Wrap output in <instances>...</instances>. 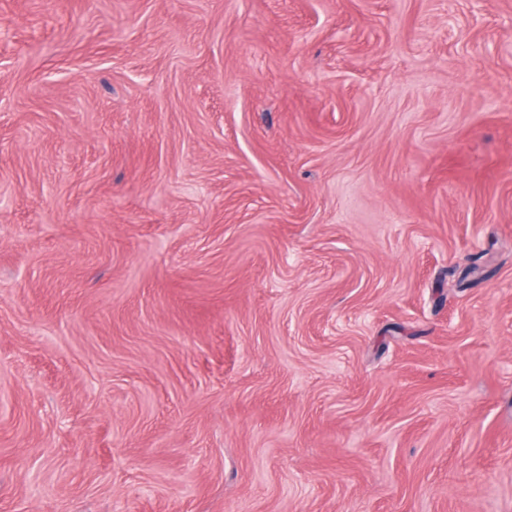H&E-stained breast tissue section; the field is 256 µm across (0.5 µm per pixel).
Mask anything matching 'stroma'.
I'll return each instance as SVG.
<instances>
[{
	"mask_svg": "<svg viewBox=\"0 0 512 512\" xmlns=\"http://www.w3.org/2000/svg\"><path fill=\"white\" fill-rule=\"evenodd\" d=\"M0 512H512V0H0Z\"/></svg>",
	"mask_w": 512,
	"mask_h": 512,
	"instance_id": "35a3bbf8",
	"label": "stroma"
}]
</instances>
